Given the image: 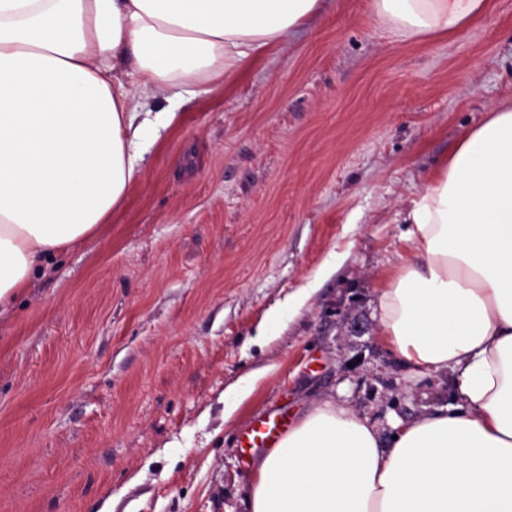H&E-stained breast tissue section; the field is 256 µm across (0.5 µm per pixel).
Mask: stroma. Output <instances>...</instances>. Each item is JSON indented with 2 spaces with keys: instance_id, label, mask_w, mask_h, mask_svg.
I'll use <instances>...</instances> for the list:
<instances>
[{
  "instance_id": "1",
  "label": "stroma",
  "mask_w": 512,
  "mask_h": 512,
  "mask_svg": "<svg viewBox=\"0 0 512 512\" xmlns=\"http://www.w3.org/2000/svg\"><path fill=\"white\" fill-rule=\"evenodd\" d=\"M511 104L512 0L425 41L328 0L185 96L125 207L0 312V512H248L257 417L331 399L386 438L452 403L453 374L409 379L384 344L378 296L412 199Z\"/></svg>"
}]
</instances>
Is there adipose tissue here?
Returning <instances> with one entry per match:
<instances>
[{"mask_svg": "<svg viewBox=\"0 0 512 512\" xmlns=\"http://www.w3.org/2000/svg\"><path fill=\"white\" fill-rule=\"evenodd\" d=\"M323 0H0V307L41 260L109 223L140 147L185 94L204 97L287 42ZM380 28L452 36L492 0H371ZM137 75L126 86L127 75ZM168 106L141 118L150 101ZM412 255L379 296L411 374L454 372V401L395 419L331 402L251 463L249 512H512V108L468 130L407 214Z\"/></svg>", "mask_w": 512, "mask_h": 512, "instance_id": "adipose-tissue-1", "label": "adipose tissue"}]
</instances>
